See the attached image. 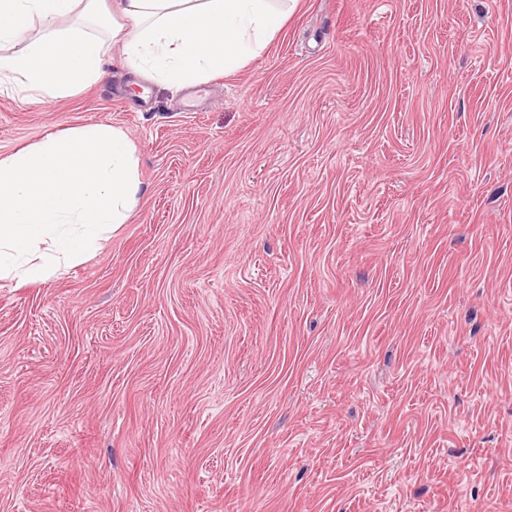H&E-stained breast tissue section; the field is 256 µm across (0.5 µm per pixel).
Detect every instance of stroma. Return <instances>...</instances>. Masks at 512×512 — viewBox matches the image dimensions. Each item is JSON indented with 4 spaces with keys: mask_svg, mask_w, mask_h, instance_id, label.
<instances>
[{
    "mask_svg": "<svg viewBox=\"0 0 512 512\" xmlns=\"http://www.w3.org/2000/svg\"><path fill=\"white\" fill-rule=\"evenodd\" d=\"M34 100L139 201L0 281V512H512V0H297L263 55Z\"/></svg>",
    "mask_w": 512,
    "mask_h": 512,
    "instance_id": "stroma-1",
    "label": "stroma"
}]
</instances>
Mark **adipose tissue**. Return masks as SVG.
Here are the masks:
<instances>
[{"label": "adipose tissue", "mask_w": 512, "mask_h": 512, "mask_svg": "<svg viewBox=\"0 0 512 512\" xmlns=\"http://www.w3.org/2000/svg\"><path fill=\"white\" fill-rule=\"evenodd\" d=\"M288 0H0V75L54 97L102 74L107 38L125 66L159 84L206 81L259 58L285 18ZM71 17V28H59ZM100 33L86 32V24Z\"/></svg>", "instance_id": "obj_1"}]
</instances>
